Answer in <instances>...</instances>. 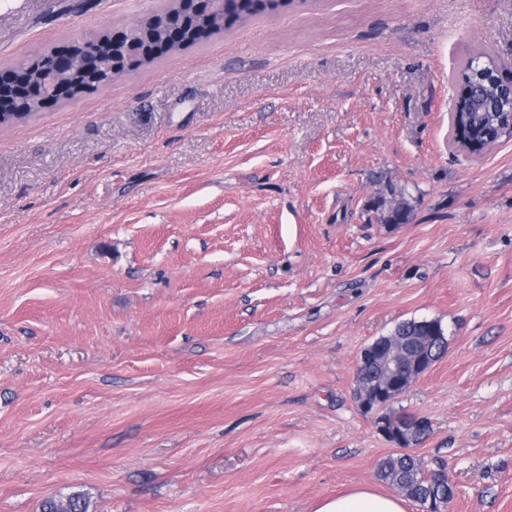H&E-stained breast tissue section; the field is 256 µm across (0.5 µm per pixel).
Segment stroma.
Listing matches in <instances>:
<instances>
[{
  "label": "stroma",
  "instance_id": "obj_1",
  "mask_svg": "<svg viewBox=\"0 0 512 512\" xmlns=\"http://www.w3.org/2000/svg\"><path fill=\"white\" fill-rule=\"evenodd\" d=\"M52 2L0 0V70L166 4ZM477 48L512 79V0H294L0 125V512L393 493L354 379L414 318L448 348L389 414L447 512H512V139L449 144ZM372 210L379 224H406L412 218V205L404 189L390 186L388 197L379 196L372 202ZM78 510V511H77ZM43 512H88V503L81 493H72L65 498H51L42 506Z\"/></svg>",
  "mask_w": 512,
  "mask_h": 512
}]
</instances>
